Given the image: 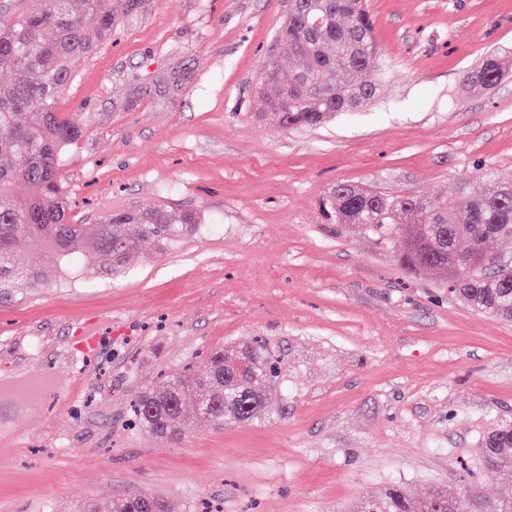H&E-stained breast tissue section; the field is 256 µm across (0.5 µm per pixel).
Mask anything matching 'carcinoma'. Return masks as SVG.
<instances>
[{"instance_id":"cac0c4a2","label":"carcinoma","mask_w":512,"mask_h":512,"mask_svg":"<svg viewBox=\"0 0 512 512\" xmlns=\"http://www.w3.org/2000/svg\"><path fill=\"white\" fill-rule=\"evenodd\" d=\"M39 0L0 19V70L15 75L0 82V282L25 289L50 280L69 282L89 269L119 272L134 257H145L193 232L199 216L165 204L117 209L98 224H73L69 191L59 175L63 151L81 128L58 111L61 94L76 64L96 53L112 34L114 0H55L51 10ZM277 44L302 61L283 78L276 57L266 60L258 89L259 121L276 129L324 124L341 114L366 108L379 94L375 64L380 50L365 0H292L288 22ZM512 70L505 54L486 57L463 82L495 87ZM490 171L453 188L451 199L394 196L338 183L322 200L329 224H358L381 233L402 249L406 265L449 284L469 305L512 318V255L488 250L494 239H512V179L486 186ZM25 186L22 195L16 184ZM137 232L130 233L129 227ZM32 245L24 266L15 260L18 238ZM253 356L257 376L237 371L243 348ZM205 369L187 368L137 395L135 423L157 437L184 433L191 422L184 395L195 397L196 418L224 427L254 418L275 377L262 346L231 345L211 351ZM482 463L512 482V429L485 441ZM512 512V496L490 503L466 494L448 495L433 487L413 498L400 485L359 502L355 512ZM146 502L131 498L88 499L72 512H147Z\"/></svg>"}]
</instances>
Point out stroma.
Returning <instances> with one entry per match:
<instances>
[{
    "instance_id": "1",
    "label": "stroma",
    "mask_w": 512,
    "mask_h": 512,
    "mask_svg": "<svg viewBox=\"0 0 512 512\" xmlns=\"http://www.w3.org/2000/svg\"><path fill=\"white\" fill-rule=\"evenodd\" d=\"M130 2L59 101L82 127L59 170L70 217L162 202L201 223L121 273L0 291V512L140 492L168 512H353L392 483L511 495L479 450L512 428V320L319 203L338 183L444 197L512 175V75L461 82L512 52V0H367L379 98L288 131L256 114L290 0ZM254 338L279 368L257 419L134 426L138 392ZM512 70V58L506 54L486 57L474 70L463 76V82L484 89L495 87Z\"/></svg>"
}]
</instances>
